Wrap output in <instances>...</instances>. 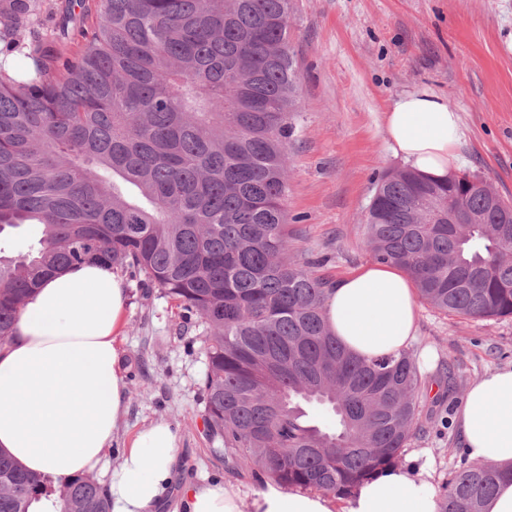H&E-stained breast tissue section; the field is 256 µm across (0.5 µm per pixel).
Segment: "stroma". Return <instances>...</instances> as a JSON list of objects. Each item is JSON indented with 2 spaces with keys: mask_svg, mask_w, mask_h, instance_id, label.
I'll use <instances>...</instances> for the list:
<instances>
[{
  "mask_svg": "<svg viewBox=\"0 0 512 512\" xmlns=\"http://www.w3.org/2000/svg\"><path fill=\"white\" fill-rule=\"evenodd\" d=\"M290 39L300 73L301 118L288 150V256L329 283L370 265L364 215L384 173L402 168L385 143L383 114L404 91L428 86L459 110L462 171L512 201V0H295ZM127 302L119 344L126 411L105 464L115 479L130 438L166 423L178 438V460L158 512H177L186 488L237 481L259 487L251 467L227 473L209 452L202 414L206 358L197 316L123 271ZM412 354L453 364L458 390L446 394L436 369L425 413L437 425L410 444L434 457L441 484L465 457L454 424L461 390L512 366V317L473 320L422 305ZM449 427H439L440 418Z\"/></svg>",
  "mask_w": 512,
  "mask_h": 512,
  "instance_id": "obj_1",
  "label": "stroma"
}]
</instances>
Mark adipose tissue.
I'll list each match as a JSON object with an SVG mask.
<instances>
[{
    "mask_svg": "<svg viewBox=\"0 0 512 512\" xmlns=\"http://www.w3.org/2000/svg\"><path fill=\"white\" fill-rule=\"evenodd\" d=\"M389 151L420 173L446 179L461 161V116L428 87L401 93L383 115ZM127 292L111 269L77 264L35 289L14 337L0 344V453L27 473L65 482L97 469L125 410L126 382L116 345ZM421 301L411 279L388 264L366 266L329 289L324 317L350 351L396 355L416 339ZM470 459L512 467V367L471 383L456 416ZM175 433L150 426L129 443L112 485V512H154L177 458ZM391 467L361 484L346 505L322 493L289 491L265 480L187 488L182 512H438L432 462Z\"/></svg>",
    "mask_w": 512,
    "mask_h": 512,
    "instance_id": "ef3b65f1",
    "label": "adipose tissue"
}]
</instances>
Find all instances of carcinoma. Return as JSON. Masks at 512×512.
<instances>
[{"label": "carcinoma", "instance_id": "1", "mask_svg": "<svg viewBox=\"0 0 512 512\" xmlns=\"http://www.w3.org/2000/svg\"><path fill=\"white\" fill-rule=\"evenodd\" d=\"M34 45L39 0H0V41L31 66L0 72V233L41 226L0 258V343L27 294L86 262L130 270L198 317L203 422L233 472L350 496L426 429L413 355L361 358L325 324L329 283L288 259V146L301 112L293 0H78ZM75 60L68 53L77 39ZM469 224L448 223V199ZM370 257L421 299L473 319L512 316V203L484 179L383 176L364 216ZM331 410L333 429L305 405ZM504 471L463 463L440 512H484ZM53 499L111 512L93 477L30 476L0 456V512ZM41 235L40 226L26 224L21 228L4 232L0 236V256L16 257L27 253L37 245Z\"/></svg>", "mask_w": 512, "mask_h": 512}]
</instances>
